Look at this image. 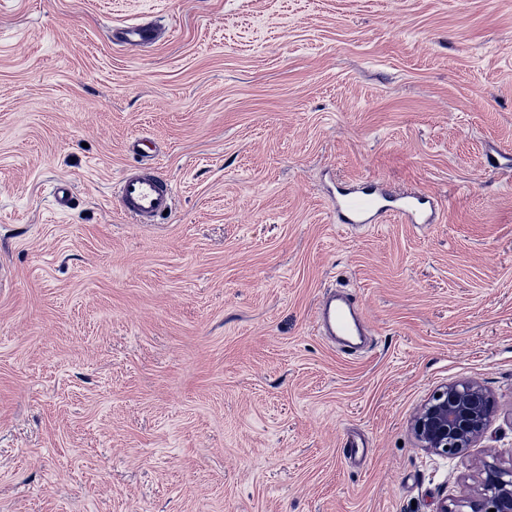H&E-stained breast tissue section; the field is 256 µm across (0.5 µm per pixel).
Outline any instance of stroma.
<instances>
[{"label":"stroma","instance_id":"1","mask_svg":"<svg viewBox=\"0 0 512 512\" xmlns=\"http://www.w3.org/2000/svg\"><path fill=\"white\" fill-rule=\"evenodd\" d=\"M138 20L158 44L112 43ZM489 153L512 158V0H0V512L474 496L475 462L512 465V171ZM145 164L173 187L152 224L115 205ZM363 176L432 195L434 223H337ZM336 286L371 326L349 357L313 325ZM467 380L484 437L426 452L415 414Z\"/></svg>","mask_w":512,"mask_h":512}]
</instances>
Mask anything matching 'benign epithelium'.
I'll list each match as a JSON object with an SVG mask.
<instances>
[{"label":"benign epithelium","instance_id":"1","mask_svg":"<svg viewBox=\"0 0 512 512\" xmlns=\"http://www.w3.org/2000/svg\"><path fill=\"white\" fill-rule=\"evenodd\" d=\"M492 412L490 396L480 384L448 383L422 406L411 430L426 451L452 459L484 435ZM476 471L479 500L470 504L472 512H512V467L479 462Z\"/></svg>","mask_w":512,"mask_h":512}]
</instances>
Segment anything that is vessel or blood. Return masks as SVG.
Listing matches in <instances>:
<instances>
[{"label": "vessel or blood", "mask_w": 512, "mask_h": 512, "mask_svg": "<svg viewBox=\"0 0 512 512\" xmlns=\"http://www.w3.org/2000/svg\"><path fill=\"white\" fill-rule=\"evenodd\" d=\"M112 37L120 45L141 48L155 42L157 31L151 24L135 23L113 30ZM118 198L124 214L137 221H147L170 209L173 193L167 180L156 173L128 172L119 182ZM430 206L428 196L416 191L394 193L375 177L337 188L334 201L337 219L343 224H366L386 211L405 217L413 224H426L430 221ZM315 318L320 331L337 339L345 349L355 348L368 329L360 301L341 290L325 292L317 305Z\"/></svg>", "instance_id": "obj_1"}]
</instances>
